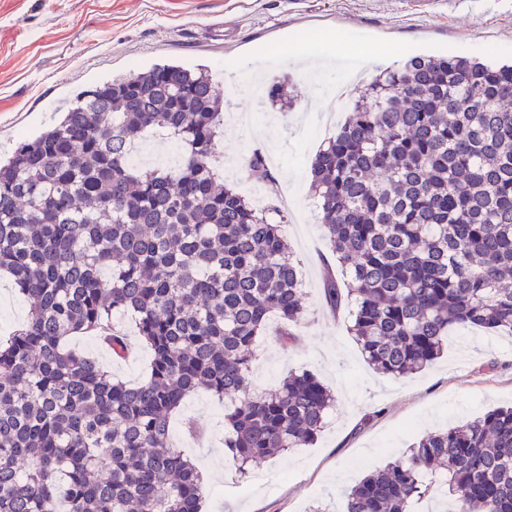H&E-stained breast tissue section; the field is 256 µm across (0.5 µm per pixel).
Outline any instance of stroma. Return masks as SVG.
<instances>
[{
  "instance_id": "1",
  "label": "stroma",
  "mask_w": 512,
  "mask_h": 512,
  "mask_svg": "<svg viewBox=\"0 0 512 512\" xmlns=\"http://www.w3.org/2000/svg\"><path fill=\"white\" fill-rule=\"evenodd\" d=\"M414 55L512 59V0L470 9L458 0H0V152L46 129L83 89L116 75L176 60L207 70L224 106L252 114L249 125L225 122L218 169L243 189L253 151H277L271 171L293 205L280 231L297 260L305 315L299 341L283 348L276 321L257 341L253 386L266 392L291 371L315 373L336 394L316 443L239 474L224 447V406L210 393L184 401L180 417L199 437L174 428L173 445L210 474L207 512H343L351 487L370 470L406 454L429 432L512 404V334L461 329L449 333L440 358L409 378L376 372L349 331L350 302L323 300L328 264L318 200L308 189L312 160L325 141L317 111L337 82L364 72L375 79ZM246 72L287 79L297 98L284 105L239 93ZM117 322L132 349L112 359L96 337L73 348L141 382L151 359L130 316Z\"/></svg>"
}]
</instances>
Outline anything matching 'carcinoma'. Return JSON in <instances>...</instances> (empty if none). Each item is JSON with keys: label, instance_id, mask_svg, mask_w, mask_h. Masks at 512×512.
Here are the masks:
<instances>
[{"label": "carcinoma", "instance_id": "1", "mask_svg": "<svg viewBox=\"0 0 512 512\" xmlns=\"http://www.w3.org/2000/svg\"><path fill=\"white\" fill-rule=\"evenodd\" d=\"M510 105L512 64L412 56L352 96L314 159L351 331L382 374L417 373L454 328L512 331ZM152 128L182 144L177 166L130 163ZM223 128L206 72L156 64L83 91L0 160V272L29 304L0 340V512H202L200 470L169 444L201 389L231 401L224 447L243 471L318 437L336 399L313 373L252 386L270 318L282 345L297 341L303 288L277 195L258 209L215 172ZM246 168L275 185L262 152ZM324 300H343L331 273ZM116 312L152 354L136 385L68 347L90 334L126 358ZM428 475L457 512H512V406L418 439L356 483L345 512H412Z\"/></svg>", "mask_w": 512, "mask_h": 512}]
</instances>
